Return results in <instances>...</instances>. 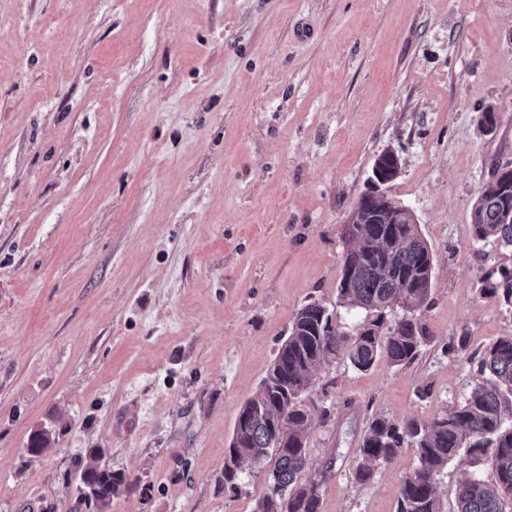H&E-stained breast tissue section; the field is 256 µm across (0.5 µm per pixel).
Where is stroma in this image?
<instances>
[{
  "instance_id": "1",
  "label": "stroma",
  "mask_w": 512,
  "mask_h": 512,
  "mask_svg": "<svg viewBox=\"0 0 512 512\" xmlns=\"http://www.w3.org/2000/svg\"><path fill=\"white\" fill-rule=\"evenodd\" d=\"M389 146L433 252L429 341L317 370L322 512H395L415 450L355 482L370 417L463 402L449 339L512 335L484 290L512 249L471 225L512 161V0H0V512H62L87 448L147 487L110 512H255L264 470L224 489L238 411L304 304L361 320L344 221Z\"/></svg>"
}]
</instances>
